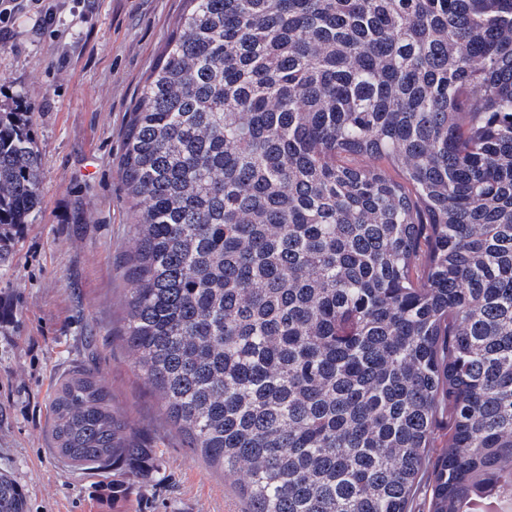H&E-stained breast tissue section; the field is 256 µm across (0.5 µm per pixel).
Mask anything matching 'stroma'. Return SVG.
<instances>
[{
	"label": "stroma",
	"instance_id": "35a3bbf8",
	"mask_svg": "<svg viewBox=\"0 0 512 512\" xmlns=\"http://www.w3.org/2000/svg\"><path fill=\"white\" fill-rule=\"evenodd\" d=\"M56 20L17 14L0 40V110L35 109L41 207L0 260V472L29 512H243L223 473L165 421L121 334L132 232L119 172L140 84L180 0H54ZM94 369L164 478L112 491L111 470L49 450V402L73 370Z\"/></svg>",
	"mask_w": 512,
	"mask_h": 512
}]
</instances>
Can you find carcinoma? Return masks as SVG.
<instances>
[{
	"label": "carcinoma",
	"instance_id": "1",
	"mask_svg": "<svg viewBox=\"0 0 512 512\" xmlns=\"http://www.w3.org/2000/svg\"><path fill=\"white\" fill-rule=\"evenodd\" d=\"M31 116L0 226L40 210ZM119 170L123 341L248 512H411L429 462L428 512L512 501V0H182ZM49 407L57 458L158 480L93 371Z\"/></svg>",
	"mask_w": 512,
	"mask_h": 512
}]
</instances>
